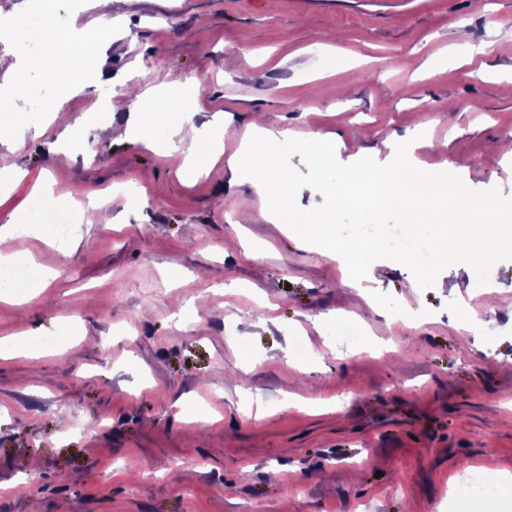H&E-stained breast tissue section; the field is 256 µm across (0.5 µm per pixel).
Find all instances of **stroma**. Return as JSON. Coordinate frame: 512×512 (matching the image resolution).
I'll use <instances>...</instances> for the list:
<instances>
[{
	"label": "stroma",
	"instance_id": "1",
	"mask_svg": "<svg viewBox=\"0 0 512 512\" xmlns=\"http://www.w3.org/2000/svg\"><path fill=\"white\" fill-rule=\"evenodd\" d=\"M44 4L64 29L100 25L94 0ZM112 16L90 71L26 74L28 131L0 143V167L27 172L0 223L37 213L29 293L0 295V512H479L455 498L471 471L512 482V260L491 305L474 271L424 289L382 260L389 313L264 221L224 163L186 180L163 128L151 148L118 138L129 109L99 110L155 92L172 126L222 117L228 156L257 112L334 137L343 163L418 134L420 169L512 197V167L488 162L512 152V0H115ZM178 75L202 82L192 112ZM65 190L97 206L61 250L45 226ZM343 317L359 346L338 343Z\"/></svg>",
	"mask_w": 512,
	"mask_h": 512
}]
</instances>
